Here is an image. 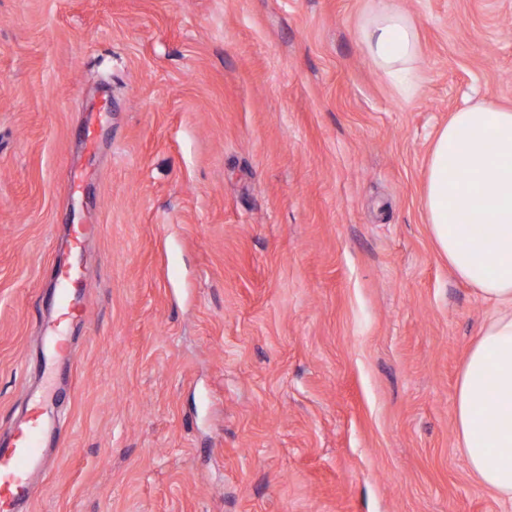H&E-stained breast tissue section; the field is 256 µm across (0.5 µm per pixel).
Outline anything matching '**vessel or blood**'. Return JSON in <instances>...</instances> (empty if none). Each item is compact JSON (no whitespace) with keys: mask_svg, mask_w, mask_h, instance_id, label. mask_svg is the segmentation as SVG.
I'll list each match as a JSON object with an SVG mask.
<instances>
[{"mask_svg":"<svg viewBox=\"0 0 512 512\" xmlns=\"http://www.w3.org/2000/svg\"><path fill=\"white\" fill-rule=\"evenodd\" d=\"M55 322L43 327L48 345L46 365L70 360L74 352L64 338V324L83 321L86 316L84 275L76 267L57 270ZM47 427L45 401L31 404L24 420L14 425L7 437H0V512H23L32 498V482L43 462V438Z\"/></svg>","mask_w":512,"mask_h":512,"instance_id":"1","label":"vessel or blood"}]
</instances>
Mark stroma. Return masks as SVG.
I'll return each instance as SVG.
<instances>
[{"label": "stroma", "instance_id": "obj_1", "mask_svg": "<svg viewBox=\"0 0 512 512\" xmlns=\"http://www.w3.org/2000/svg\"><path fill=\"white\" fill-rule=\"evenodd\" d=\"M387 3L408 92L360 38ZM467 95L512 108V0H0V431L41 385L61 424L25 512H512L457 448L487 307L422 208ZM73 260L79 358L43 377ZM72 228L71 238L68 242L70 252H82L87 242L99 233V225L96 224H70Z\"/></svg>", "mask_w": 512, "mask_h": 512}]
</instances>
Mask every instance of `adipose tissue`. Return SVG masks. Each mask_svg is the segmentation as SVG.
<instances>
[{
	"label": "adipose tissue",
	"instance_id": "ef3b65f1",
	"mask_svg": "<svg viewBox=\"0 0 512 512\" xmlns=\"http://www.w3.org/2000/svg\"><path fill=\"white\" fill-rule=\"evenodd\" d=\"M361 36L390 79L417 81L418 34L399 10L371 15ZM422 204L450 269L490 307L457 386L458 447L480 483L512 502V109L481 102L453 112L435 135Z\"/></svg>",
	"mask_w": 512,
	"mask_h": 512
}]
</instances>
